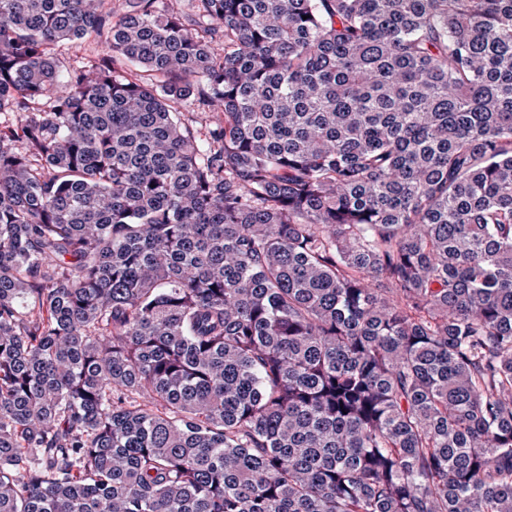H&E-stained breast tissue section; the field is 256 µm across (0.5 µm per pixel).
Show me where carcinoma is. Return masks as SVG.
Masks as SVG:
<instances>
[{
  "label": "carcinoma",
  "instance_id": "1",
  "mask_svg": "<svg viewBox=\"0 0 512 512\" xmlns=\"http://www.w3.org/2000/svg\"><path fill=\"white\" fill-rule=\"evenodd\" d=\"M10 113L0 512H512V0H0ZM69 47V50L65 51L62 58L65 66L75 65L82 61L86 62L88 60H93L102 52V47L95 44L78 42L70 45Z\"/></svg>",
  "mask_w": 512,
  "mask_h": 512
}]
</instances>
